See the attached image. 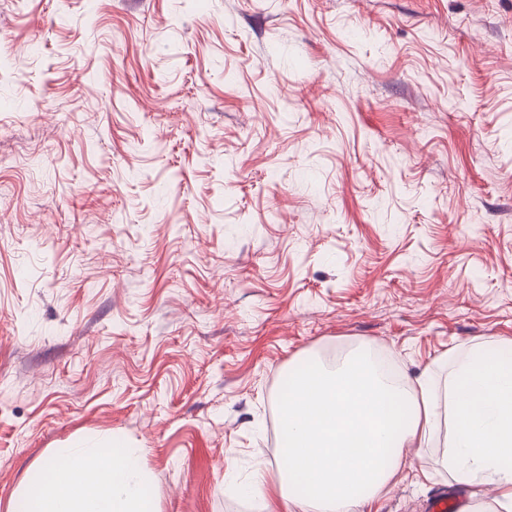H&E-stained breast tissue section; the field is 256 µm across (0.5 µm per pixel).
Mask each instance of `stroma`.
Returning <instances> with one entry per match:
<instances>
[{
    "mask_svg": "<svg viewBox=\"0 0 512 512\" xmlns=\"http://www.w3.org/2000/svg\"><path fill=\"white\" fill-rule=\"evenodd\" d=\"M507 341L512 0H0V512L108 440L158 512H257L292 360ZM267 467L264 463L258 462L252 472L249 482L243 486V491L251 497L258 498L264 512H279L275 508L266 492Z\"/></svg>",
    "mask_w": 512,
    "mask_h": 512,
    "instance_id": "35a3bbf8",
    "label": "stroma"
}]
</instances>
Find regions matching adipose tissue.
Masks as SVG:
<instances>
[{
	"instance_id": "adipose-tissue-1",
	"label": "adipose tissue",
	"mask_w": 512,
	"mask_h": 512,
	"mask_svg": "<svg viewBox=\"0 0 512 512\" xmlns=\"http://www.w3.org/2000/svg\"><path fill=\"white\" fill-rule=\"evenodd\" d=\"M453 371L438 389L430 370L388 377L366 350L336 367L291 371L277 409L279 503L257 463L243 490L263 512H359L379 497L409 448L435 437L448 415L441 465L468 486H492L494 512H512V359L473 350L444 355ZM25 512H154L136 449L62 448L42 466Z\"/></svg>"
}]
</instances>
